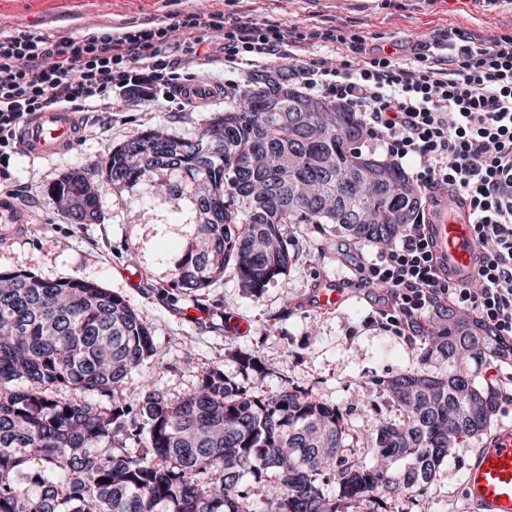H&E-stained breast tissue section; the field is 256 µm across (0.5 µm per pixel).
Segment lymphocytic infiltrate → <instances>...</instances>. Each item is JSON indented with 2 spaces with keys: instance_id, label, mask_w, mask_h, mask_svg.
<instances>
[{
  "instance_id": "1",
  "label": "lymphocytic infiltrate",
  "mask_w": 512,
  "mask_h": 512,
  "mask_svg": "<svg viewBox=\"0 0 512 512\" xmlns=\"http://www.w3.org/2000/svg\"><path fill=\"white\" fill-rule=\"evenodd\" d=\"M224 34V63L241 74L256 64L286 71L305 90L345 104L369 141L395 161H411L412 184L427 207L454 191L474 215L477 270L470 286H450L438 270L427 220L404 225L358 284L384 289L380 317L398 333L431 324L447 308L512 345V39L463 45L449 69L442 43L419 44L414 62L371 57L365 43L311 30L289 38L276 23L220 11L189 12L150 27H89L52 38L0 36V157L32 113L54 108L127 110L132 98L190 99L191 79L211 63L208 32ZM335 46L336 59L306 61L303 47ZM183 46L171 57V42ZM356 59L349 68L348 59Z\"/></svg>"
}]
</instances>
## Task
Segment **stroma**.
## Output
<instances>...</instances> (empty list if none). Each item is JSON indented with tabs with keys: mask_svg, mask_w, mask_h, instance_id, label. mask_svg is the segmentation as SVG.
Instances as JSON below:
<instances>
[{
	"mask_svg": "<svg viewBox=\"0 0 512 512\" xmlns=\"http://www.w3.org/2000/svg\"><path fill=\"white\" fill-rule=\"evenodd\" d=\"M213 10L275 22L292 34L333 29L398 60L409 58L414 43L437 38L451 47L512 39V0H0V35L56 36ZM222 43L213 37L214 59L195 77L209 90L200 102L161 99L127 112L79 113L77 148L51 158L31 156L17 143L0 166V193L18 202L25 232L0 237V271L77 277L122 295L155 339L144 373L169 396L189 392L213 366L241 380L237 358L249 354L268 369L264 392L288 386L335 405L344 415L346 447H366L383 419L400 416L377 379L419 368L424 345L420 337L377 324L380 289L348 287L346 305L331 311L313 307L310 298L326 279L348 277L362 259L374 258L376 245L339 235L327 224H300L290 246L294 264L260 295L243 293L229 269L194 299L173 285L175 264L194 232L189 204L171 205L166 191L149 194L135 185L104 191L102 221L73 224L46 196L72 169L101 179L112 148L140 130L195 137L210 113L226 106L225 84L241 79L225 68ZM491 438L487 432L457 445L423 498L388 503L389 512H468L466 467Z\"/></svg>",
	"mask_w": 512,
	"mask_h": 512,
	"instance_id": "1",
	"label": "stroma"
}]
</instances>
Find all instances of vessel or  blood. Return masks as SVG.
Masks as SVG:
<instances>
[{
	"instance_id": "b4317fda",
	"label": "vessel or blood",
	"mask_w": 512,
	"mask_h": 512,
	"mask_svg": "<svg viewBox=\"0 0 512 512\" xmlns=\"http://www.w3.org/2000/svg\"><path fill=\"white\" fill-rule=\"evenodd\" d=\"M18 136L35 157L61 155L75 147L81 136L73 112L66 109L38 112L21 127ZM441 273L449 283H467L475 272L477 247L469 213L457 206L436 208L428 226ZM13 205L0 198V236L22 232ZM345 292L337 281H326L316 295L324 309L340 306ZM466 494L477 512H512V426L503 428L480 450L466 468Z\"/></svg>"
}]
</instances>
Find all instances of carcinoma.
<instances>
[{"instance_id":"obj_1","label":"carcinoma","mask_w":512,"mask_h":512,"mask_svg":"<svg viewBox=\"0 0 512 512\" xmlns=\"http://www.w3.org/2000/svg\"><path fill=\"white\" fill-rule=\"evenodd\" d=\"M362 138L345 107L261 74L195 138L140 131L112 148L101 181L70 171L46 194L70 223L87 207L97 222L104 190L151 194L165 174L196 218L176 286L199 293L231 267L256 295L292 265L289 225L384 243L417 213L405 171L367 161ZM419 336L421 363L438 355L448 371L378 380L404 417L380 423L368 466L344 454L336 406L288 387L257 394L217 367L178 397L135 386L155 341L122 296L0 272V512H356L420 496L454 445L487 431L499 391L467 367L497 349L488 327L450 311Z\"/></svg>"}]
</instances>
